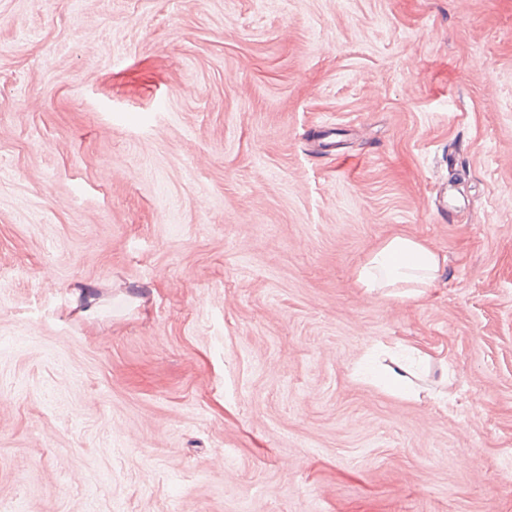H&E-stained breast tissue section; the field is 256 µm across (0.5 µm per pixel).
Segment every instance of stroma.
Here are the masks:
<instances>
[{
    "label": "stroma",
    "mask_w": 512,
    "mask_h": 512,
    "mask_svg": "<svg viewBox=\"0 0 512 512\" xmlns=\"http://www.w3.org/2000/svg\"><path fill=\"white\" fill-rule=\"evenodd\" d=\"M511 456L512 0H0V512H512ZM439 253L405 235L385 241L355 271V283L369 295L415 299L433 288L441 270ZM380 373L385 378V386L391 391L409 396L411 381L407 367L397 361L380 365Z\"/></svg>",
    "instance_id": "stroma-1"
}]
</instances>
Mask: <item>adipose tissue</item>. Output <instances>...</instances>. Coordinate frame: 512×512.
<instances>
[{"label": "adipose tissue", "instance_id": "adipose-tissue-1", "mask_svg": "<svg viewBox=\"0 0 512 512\" xmlns=\"http://www.w3.org/2000/svg\"><path fill=\"white\" fill-rule=\"evenodd\" d=\"M439 253L405 235L385 241L355 271V283L367 294L414 299L434 287L441 270Z\"/></svg>", "mask_w": 512, "mask_h": 512}]
</instances>
